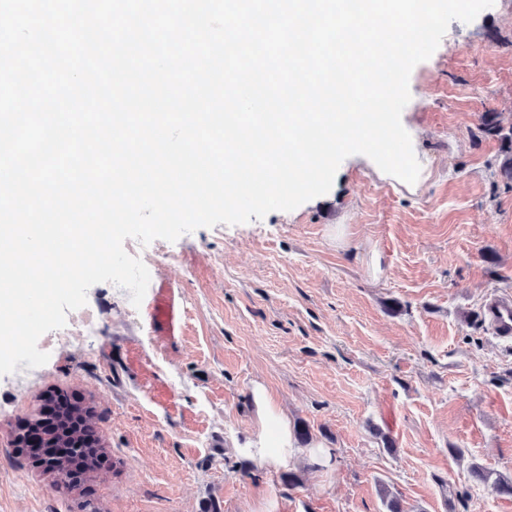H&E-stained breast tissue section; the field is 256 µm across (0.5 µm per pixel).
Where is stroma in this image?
Wrapping results in <instances>:
<instances>
[{
    "mask_svg": "<svg viewBox=\"0 0 512 512\" xmlns=\"http://www.w3.org/2000/svg\"><path fill=\"white\" fill-rule=\"evenodd\" d=\"M402 124L415 184L367 156L298 208L154 240L150 283L182 314L155 327L131 294L89 288L91 340L25 385L0 376V512H512L472 466L512 478V344L480 309L512 293V186L487 113L512 124V0L452 21L409 80ZM263 385L308 428L287 467L241 455ZM90 402L112 464L87 493L55 486L15 449L49 394Z\"/></svg>",
    "mask_w": 512,
    "mask_h": 512,
    "instance_id": "stroma-1",
    "label": "stroma"
}]
</instances>
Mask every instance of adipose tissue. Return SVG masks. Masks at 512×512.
Here are the masks:
<instances>
[{
	"mask_svg": "<svg viewBox=\"0 0 512 512\" xmlns=\"http://www.w3.org/2000/svg\"><path fill=\"white\" fill-rule=\"evenodd\" d=\"M253 397L258 407L261 430L256 444L246 448L245 453L266 468L285 467L291 457L293 446L288 421L268 397L262 385H255Z\"/></svg>",
	"mask_w": 512,
	"mask_h": 512,
	"instance_id": "obj_1",
	"label": "adipose tissue"
}]
</instances>
